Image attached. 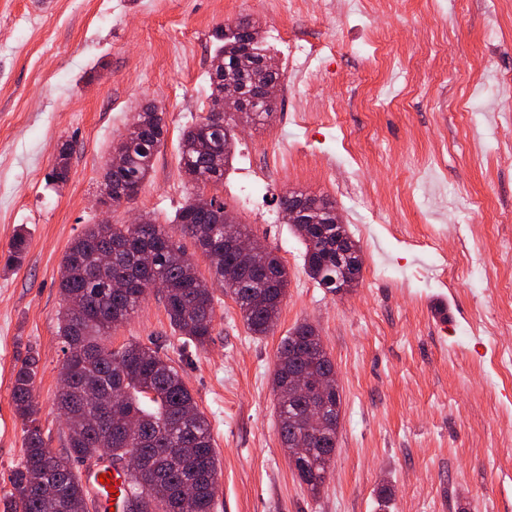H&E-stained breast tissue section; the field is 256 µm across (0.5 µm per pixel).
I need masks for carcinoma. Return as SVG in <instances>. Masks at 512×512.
Wrapping results in <instances>:
<instances>
[{"mask_svg":"<svg viewBox=\"0 0 512 512\" xmlns=\"http://www.w3.org/2000/svg\"><path fill=\"white\" fill-rule=\"evenodd\" d=\"M214 56L221 58L218 81L210 91L223 92L234 82L254 100L252 123L265 122L275 110L280 86L279 69L267 66L260 30L253 24L215 30ZM164 135L162 113L148 106L136 113L134 125L118 142L125 152V165L105 170L103 180L112 190V202L139 187L154 167L157 144ZM235 135L225 120L209 115L183 132L180 168L196 192L176 211L172 225L92 224L68 247L60 264L58 282L61 310L58 334L64 355H78L82 362L67 392H58L56 406L65 419L67 451L55 455L46 447L34 402L39 352L29 348L15 366L11 399L23 426V456L13 475L9 512H86V492L73 463L90 460L107 441L112 461L128 456L141 458L142 467L128 469L129 479L139 489L137 512H213L218 458L213 447L210 422L198 408L182 374L160 347L129 342L111 349L105 341L113 328L136 311L149 286L164 293V309L171 330L196 347L210 341L215 319L214 288L203 280L195 263L184 259V245L175 235L190 238L207 259L213 281L238 305L247 330L253 336L269 334L278 318L288 287V270L273 252L265 250L243 266L230 243L224 241V225L217 218L226 212L224 203L211 198L209 206L197 208L194 197L210 185L224 182L234 155ZM71 145L62 144L51 172L55 182H66ZM316 238L305 244L304 267L318 285L328 276L339 280L333 292L347 291L359 283L362 264L359 248L348 232L337 236L334 225H309ZM26 236L18 232L9 244L7 263L22 260ZM112 254L103 267L100 253ZM273 384L282 445L306 430L302 413L317 397L288 387V377L298 371L312 376L336 374L318 330L310 323L296 325L283 337L277 350ZM341 407L340 394L333 393L327 412L331 425L311 437L315 453L296 466L300 482L314 494L325 484L336 453ZM138 428L123 424L128 415ZM193 493L185 497L184 484Z\"/></svg>","mask_w":512,"mask_h":512,"instance_id":"obj_1","label":"carcinoma"}]
</instances>
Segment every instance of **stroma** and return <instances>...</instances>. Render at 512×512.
Segmentation results:
<instances>
[{"label":"stroma","mask_w":512,"mask_h":512,"mask_svg":"<svg viewBox=\"0 0 512 512\" xmlns=\"http://www.w3.org/2000/svg\"><path fill=\"white\" fill-rule=\"evenodd\" d=\"M246 20L273 26L261 0H0V512L22 457V425L11 405L14 367L39 352L35 401L48 448L65 452L56 406L64 354L58 339L60 262L86 225L112 146L137 110L163 112L153 171L110 220L150 215L167 224L192 194L179 167L185 128L206 116L214 32ZM345 48L289 80L273 118L236 129L223 184L208 188L288 268V287L269 335L252 336L235 302L216 291L214 332L203 348L174 335L158 290L114 329L110 347L163 345L207 416L218 451L214 512H512V451L491 445L498 410L512 411V381L485 364L486 340L467 325L472 303L499 309V260L454 285L435 260L393 234L398 224H436L446 251L460 250L473 210H482L486 246L512 239V0H391L386 12L362 0L338 17ZM450 61H478L462 83L421 88L437 66L431 43ZM489 67H481L483 59ZM345 79L336 119L296 122L290 108L309 82ZM377 134L384 155L359 163L342 148L343 130ZM71 143L70 176L50 173ZM301 148L290 157L291 148ZM287 156L277 185L241 206L269 151ZM382 193L364 202L353 186ZM333 202L361 249L362 277L339 294L304 270L302 240L279 213L282 190ZM29 246L20 265L5 256L17 231ZM316 326L337 375L342 417L329 477L319 494L302 484L282 446L272 379L281 339L299 323Z\"/></svg>","instance_id":"stroma-1"}]
</instances>
